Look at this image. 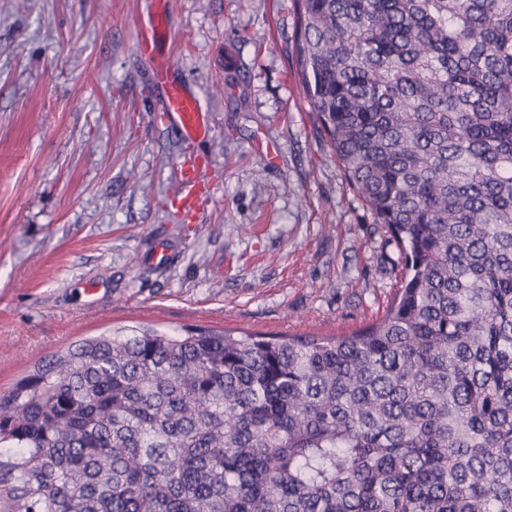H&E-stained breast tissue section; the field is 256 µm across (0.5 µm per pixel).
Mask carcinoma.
<instances>
[{
    "label": "carcinoma",
    "mask_w": 512,
    "mask_h": 512,
    "mask_svg": "<svg viewBox=\"0 0 512 512\" xmlns=\"http://www.w3.org/2000/svg\"><path fill=\"white\" fill-rule=\"evenodd\" d=\"M305 99L406 258L342 336L84 339L0 396L4 512H512V0H293Z\"/></svg>",
    "instance_id": "1"
}]
</instances>
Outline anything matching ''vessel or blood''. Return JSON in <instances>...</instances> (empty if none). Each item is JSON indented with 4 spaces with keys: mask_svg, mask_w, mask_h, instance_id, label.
Segmentation results:
<instances>
[{
    "mask_svg": "<svg viewBox=\"0 0 512 512\" xmlns=\"http://www.w3.org/2000/svg\"><path fill=\"white\" fill-rule=\"evenodd\" d=\"M167 30V6L164 0L156 3L141 25L144 43L152 44L163 38ZM153 77L161 93L157 102L159 111L173 118L183 136L190 140L205 138L208 128L203 121L199 100L188 94L182 83L169 75L168 60L156 57L152 60ZM208 187L206 172L198 163L182 160L179 164L177 190L170 200L171 206L184 215H192L203 202Z\"/></svg>",
    "mask_w": 512,
    "mask_h": 512,
    "instance_id": "obj_1",
    "label": "vessel or blood"
}]
</instances>
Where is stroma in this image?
Masks as SVG:
<instances>
[{
  "label": "stroma",
  "instance_id": "35a3bbf8",
  "mask_svg": "<svg viewBox=\"0 0 512 512\" xmlns=\"http://www.w3.org/2000/svg\"><path fill=\"white\" fill-rule=\"evenodd\" d=\"M167 2L159 52L203 105L200 142L155 109L152 0H0V395L117 329L337 336L400 286L306 102L291 0ZM191 152L211 187L187 221L169 197ZM167 2L156 0L147 19L141 24V33L146 45L154 44L166 35Z\"/></svg>",
  "mask_w": 512,
  "mask_h": 512
}]
</instances>
